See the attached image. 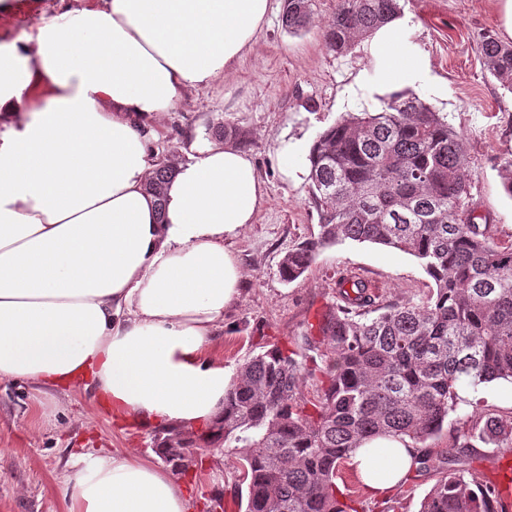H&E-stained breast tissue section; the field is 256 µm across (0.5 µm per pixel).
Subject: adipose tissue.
Wrapping results in <instances>:
<instances>
[{
	"label": "adipose tissue",
	"instance_id": "1",
	"mask_svg": "<svg viewBox=\"0 0 512 512\" xmlns=\"http://www.w3.org/2000/svg\"><path fill=\"white\" fill-rule=\"evenodd\" d=\"M270 0H80L0 44V379L93 391L117 416L195 430L231 384L207 353L244 273L231 242L265 189L251 157L215 143L163 197L145 135L248 51ZM409 18L377 29L355 78L426 87ZM352 466L371 495L413 465L377 437ZM67 512H188L175 476L123 449L74 472Z\"/></svg>",
	"mask_w": 512,
	"mask_h": 512
}]
</instances>
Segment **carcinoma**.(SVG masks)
<instances>
[{"instance_id":"1","label":"carcinoma","mask_w":512,"mask_h":512,"mask_svg":"<svg viewBox=\"0 0 512 512\" xmlns=\"http://www.w3.org/2000/svg\"><path fill=\"white\" fill-rule=\"evenodd\" d=\"M403 0H336L323 37L344 54L403 15ZM312 0H286L282 24L297 34L311 23ZM484 68L512 92V42H481ZM379 112L350 113L321 132L308 156L318 234L280 263L290 282L316 253L347 240L413 256L435 289L419 303L383 304L358 280L339 282L306 337L320 364L272 345L247 359L224 398V415L202 434L161 427L158 455L194 478L199 443L238 461L243 512H346L336 477L354 449L377 436L415 442L448 430V451L413 453L416 471L437 479L419 512H489L494 495L465 478L458 448H512V416L457 414L458 386L512 382V244L476 224L466 200L472 173L462 136L414 94L382 99ZM175 167L157 163L147 190L161 196ZM316 395L299 394L303 375Z\"/></svg>"}]
</instances>
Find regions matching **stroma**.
<instances>
[{"label": "stroma", "instance_id": "1", "mask_svg": "<svg viewBox=\"0 0 512 512\" xmlns=\"http://www.w3.org/2000/svg\"><path fill=\"white\" fill-rule=\"evenodd\" d=\"M75 0H0V44L34 34ZM285 0H272L254 48L223 78L186 93L148 136L157 160L189 162L196 148L213 142L220 123L236 128V145L247 152L264 184L265 202L254 224L234 240L244 271L238 301L224 313V328L210 350L227 374L262 346L298 349L311 324L336 294L340 279L365 282L382 302L430 295L434 282L417 260L373 244L346 242L321 250L311 267L293 282L283 281L279 264L288 252L318 232V214L307 176L283 179L278 152L284 142L313 144L346 113L377 112L383 103L355 83L370 60L368 41L348 53L329 51L323 31L336 0H313L312 23L293 34L282 26ZM404 15L412 39L429 65L432 89L417 95L464 140L472 170L468 209L477 223L490 225L499 242L512 241V197L503 189L502 162L512 158V93L484 68L480 36L501 34L498 0H406ZM461 413L473 407L512 416V383L496 380L460 389ZM155 424L130 414L116 418L93 393L51 391L0 380V512H65L68 477L90 456L128 448L158 461L152 444ZM512 449H465L470 481L494 480L500 461ZM232 461L214 452L200 478L184 481L191 512H207L211 498L223 495L226 512H238ZM435 482L432 472L410 473L387 499L371 497L350 464L339 468L336 484L357 512H383L392 500L396 512H418Z\"/></svg>", "mask_w": 512, "mask_h": 512}]
</instances>
